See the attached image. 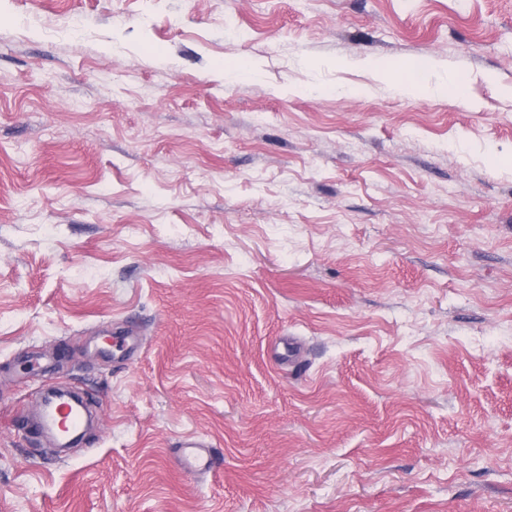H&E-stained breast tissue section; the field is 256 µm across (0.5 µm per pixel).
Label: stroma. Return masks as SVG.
Returning a JSON list of instances; mask_svg holds the SVG:
<instances>
[{
  "mask_svg": "<svg viewBox=\"0 0 512 512\" xmlns=\"http://www.w3.org/2000/svg\"><path fill=\"white\" fill-rule=\"evenodd\" d=\"M0 512H512V0H0ZM53 406L44 407L38 420L31 425V428L40 434L45 431L62 429L73 437L78 436L83 429L82 418L77 413L71 412L66 402L60 401L54 409ZM181 448H184L181 465L187 472H210L215 466L214 457L204 442L186 440L181 444Z\"/></svg>",
  "mask_w": 512,
  "mask_h": 512,
  "instance_id": "35a3bbf8",
  "label": "stroma"
}]
</instances>
